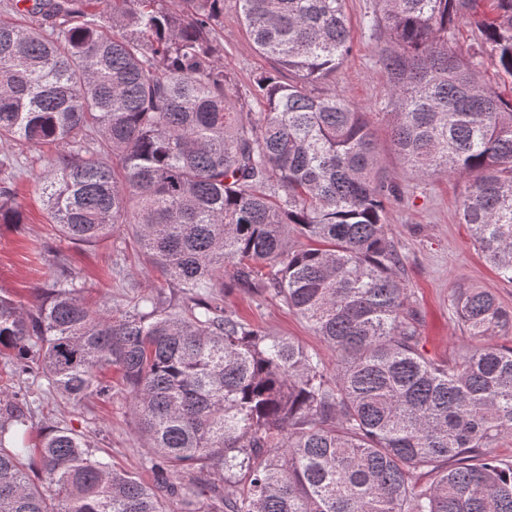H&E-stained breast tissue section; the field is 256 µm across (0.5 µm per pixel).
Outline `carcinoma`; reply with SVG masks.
<instances>
[{
    "label": "carcinoma",
    "instance_id": "1",
    "mask_svg": "<svg viewBox=\"0 0 512 512\" xmlns=\"http://www.w3.org/2000/svg\"><path fill=\"white\" fill-rule=\"evenodd\" d=\"M21 2L0 16V148L54 147L51 223L89 246L131 225L182 304L93 309L65 267L34 310L0 290L4 374L78 405L110 397L99 373L116 370L160 476L114 469L69 429L6 446L30 416L0 387V512H512V460L495 453L512 434V347L493 342L512 309L468 288L453 308L470 350L420 352L373 113L313 92L350 51L346 0H238L290 79L261 73L234 102L224 0ZM461 16L483 36L467 57L448 48ZM368 27L386 42L392 147L421 179L469 178L462 221L512 282V98L480 76L489 61L512 80V0H380ZM19 174L3 154L0 224L23 223ZM228 272L302 317L336 369L224 309Z\"/></svg>",
    "mask_w": 512,
    "mask_h": 512
}]
</instances>
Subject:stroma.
Wrapping results in <instances>:
<instances>
[{
	"label": "stroma",
	"instance_id": "obj_1",
	"mask_svg": "<svg viewBox=\"0 0 512 512\" xmlns=\"http://www.w3.org/2000/svg\"><path fill=\"white\" fill-rule=\"evenodd\" d=\"M377 7V0H346L351 50L315 91L339 94L376 115L378 151L383 160L379 175L397 191L386 206L384 222L402 254L400 274L417 313L419 348L425 357L440 363L458 357L472 344L452 312L458 292L481 288L510 309L512 283L502 280L485 262L471 241L467 225L460 220L459 201L466 179L448 175L417 178L390 147L382 115L385 78L378 66L385 43L366 26ZM218 42L236 92H244L257 74L275 69L273 61L255 50L240 20L237 0H224V24ZM40 155L39 163L17 182L18 200L27 216L25 223L0 224V289L27 307L38 306L63 266L78 274L82 295L93 307H104L115 314L124 312L137 292L146 293L154 285H161L160 273L133 252L129 230L118 229L93 246L65 239L58 226L51 224L37 186L39 174L50 169L54 150L43 147ZM224 307L272 335L317 353L327 369H335V350L278 298L228 288L224 291ZM103 377L112 384L111 399L90 398L79 405L36 390L23 375L13 377L8 388L28 395L34 433L71 429L86 436L96 455L111 461L114 468L154 484L155 475L146 464L151 451L130 414V398L116 373L107 370Z\"/></svg>",
	"mask_w": 512,
	"mask_h": 512
}]
</instances>
